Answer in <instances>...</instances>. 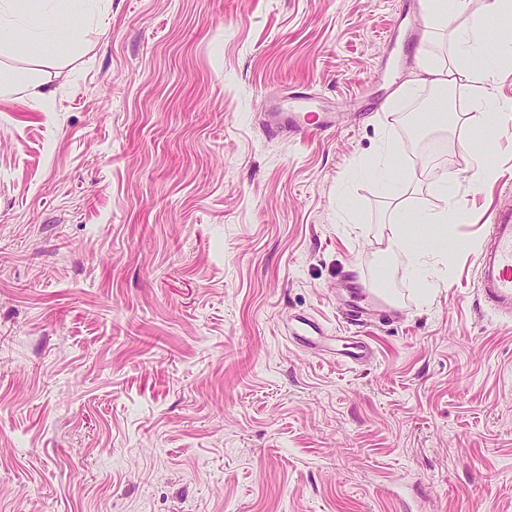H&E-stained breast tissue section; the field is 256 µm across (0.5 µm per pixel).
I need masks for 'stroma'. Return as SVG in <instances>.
I'll return each mask as SVG.
<instances>
[{
  "instance_id": "stroma-1",
  "label": "stroma",
  "mask_w": 512,
  "mask_h": 512,
  "mask_svg": "<svg viewBox=\"0 0 512 512\" xmlns=\"http://www.w3.org/2000/svg\"><path fill=\"white\" fill-rule=\"evenodd\" d=\"M422 28L421 0H112L81 54L36 47L53 111L0 100V512H512V319L458 246L512 204V121L472 188L474 127L415 120L465 92L396 95ZM298 92L334 131L265 132ZM445 176L467 216L424 305L371 236ZM399 159V149L392 145L391 136L386 137L373 165L370 167L371 171L383 181L386 187H392L393 174L398 167ZM471 170L470 182L472 188H479L484 182L494 179L497 175L495 168L488 164L484 152L474 143L467 151ZM288 335L302 341L304 336H319L324 338L325 330L312 318L308 316H297L288 325Z\"/></svg>"
}]
</instances>
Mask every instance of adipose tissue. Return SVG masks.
I'll list each match as a JSON object with an SVG mask.
<instances>
[{
	"label": "adipose tissue",
	"instance_id": "adipose-tissue-1",
	"mask_svg": "<svg viewBox=\"0 0 512 512\" xmlns=\"http://www.w3.org/2000/svg\"><path fill=\"white\" fill-rule=\"evenodd\" d=\"M112 9V0H0V56L24 55L28 48L46 39L49 23L64 26L80 20L88 29L106 34L104 18ZM423 42L436 36L450 37L447 59L424 52L418 58L417 71L409 88H459L471 86L472 108L480 113L486 141L501 133V122L512 115V98L497 96L495 86L503 68L512 67V0H424ZM495 24L499 37L497 52L488 55V24ZM39 67H31L22 79L0 77V99L19 98L40 110H48L49 100L42 89ZM440 203L432 209L408 212L397 207L378 244L384 266L405 265L420 284L422 301H429L436 288L445 285L444 270L448 252L444 249L415 247L409 230L422 224L427 230L447 235L449 220H464V205L453 183L441 180L434 186Z\"/></svg>",
	"mask_w": 512,
	"mask_h": 512
}]
</instances>
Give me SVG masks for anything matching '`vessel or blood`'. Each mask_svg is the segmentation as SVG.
<instances>
[{
    "label": "vessel or blood",
    "mask_w": 512,
    "mask_h": 512,
    "mask_svg": "<svg viewBox=\"0 0 512 512\" xmlns=\"http://www.w3.org/2000/svg\"><path fill=\"white\" fill-rule=\"evenodd\" d=\"M305 96L296 95L279 102L268 127L271 131L296 137L316 130L327 132L335 128L333 113L317 114L307 121ZM478 292L484 305L497 315H512V208L497 210L485 234V244L477 257ZM292 338L324 336V329L312 318L298 316L288 326Z\"/></svg>",
    "instance_id": "obj_1"
}]
</instances>
